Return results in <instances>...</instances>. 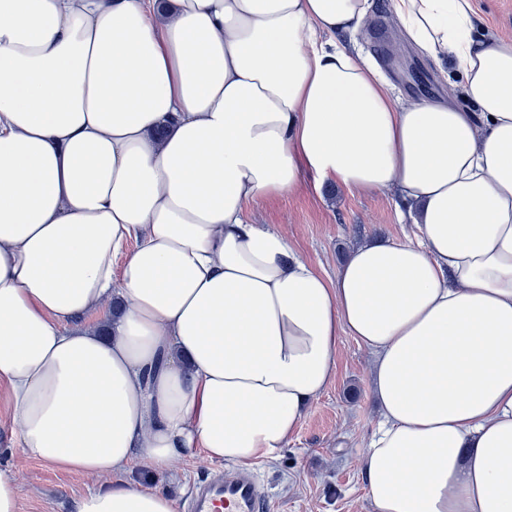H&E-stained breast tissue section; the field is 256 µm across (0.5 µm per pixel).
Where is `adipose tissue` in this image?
I'll return each mask as SVG.
<instances>
[{
    "label": "adipose tissue",
    "instance_id": "ef3b65f1",
    "mask_svg": "<svg viewBox=\"0 0 512 512\" xmlns=\"http://www.w3.org/2000/svg\"><path fill=\"white\" fill-rule=\"evenodd\" d=\"M371 9L0 0V387L23 454L100 478L73 512H178L136 463L271 456L344 336L373 355L371 512H512V37L392 0L467 105L397 102L335 40ZM309 172L395 194L413 238L325 276L246 212Z\"/></svg>",
    "mask_w": 512,
    "mask_h": 512
}]
</instances>
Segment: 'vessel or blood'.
Here are the masks:
<instances>
[{
	"instance_id": "obj_1",
	"label": "vessel or blood",
	"mask_w": 512,
	"mask_h": 512,
	"mask_svg": "<svg viewBox=\"0 0 512 512\" xmlns=\"http://www.w3.org/2000/svg\"><path fill=\"white\" fill-rule=\"evenodd\" d=\"M188 512H267V502L251 471L216 469L190 493Z\"/></svg>"
}]
</instances>
